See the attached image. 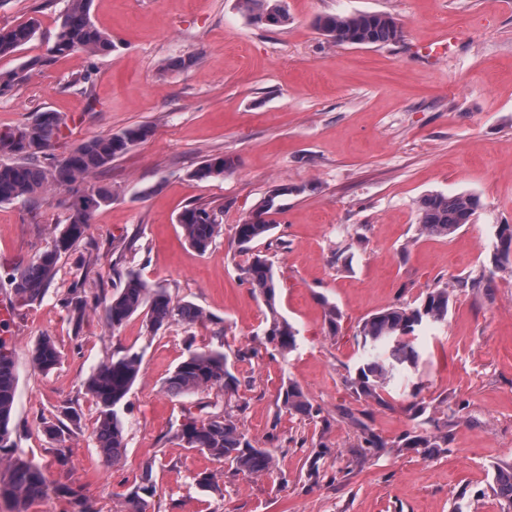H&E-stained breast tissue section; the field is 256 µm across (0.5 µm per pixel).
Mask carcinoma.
Instances as JSON below:
<instances>
[{
    "label": "carcinoma",
    "instance_id": "obj_1",
    "mask_svg": "<svg viewBox=\"0 0 512 512\" xmlns=\"http://www.w3.org/2000/svg\"><path fill=\"white\" fill-rule=\"evenodd\" d=\"M238 3L242 12L257 24L277 28L288 22V13L280 0H238ZM317 26L336 45H381L400 36L395 19L379 13L325 15L318 19ZM35 34L32 22L0 28V56L16 52ZM112 48V37L90 18V0H67L48 54L81 51L98 56L111 53ZM25 78L24 67L0 70V95L13 91ZM61 126L57 113L39 112L29 123L0 130V203L20 202L33 208L52 190L71 193L67 224L52 246L0 277V287L10 290V303L17 310L44 297L62 255L78 245L95 214L112 203V187L95 181L97 173L152 134V128L146 124L131 126L120 133L83 140L67 155L57 158L51 150L61 136ZM233 165V159L216 156L202 162L189 176L194 180L217 178ZM298 192L300 189L286 184L276 187L248 218L234 227L239 252L247 255L245 264L240 266L243 281L270 313L265 329L266 343L282 356L296 348L297 330L277 311L278 285L273 262L261 252L253 251V245L267 238L273 230L267 215L276 207V199ZM477 207L478 200L472 196L428 195L418 204L419 232L423 236L448 237L470 222ZM179 224L185 239L199 252L206 251L223 231L219 212L203 204L186 207L179 216ZM500 241L502 249L495 256L497 263L512 256V225L502 226ZM112 271L118 276L119 287L111 297H98L94 302V308L102 309L106 328L118 330L139 314L144 315L155 333L174 323L196 324L209 320L202 309L190 302L173 300L167 289L150 285L137 272H123L116 264L112 265ZM449 303L448 287H436L417 303L389 305L365 319L355 336L362 356L355 375L346 376L345 385L359 399L385 403L382 394L390 382L398 376H409L420 363L421 352L415 343L417 332L445 322ZM61 304L73 308L79 320L87 310V301L78 296L75 289L61 299ZM9 332L10 322L0 320V499H10L15 512H27L29 506L52 490L75 512H98L81 486L72 482L50 485L43 469L12 440L18 376ZM31 362L42 372H49L59 364L60 352L52 338L45 337L34 346ZM141 372L142 358L138 353L117 351L100 363L84 382L86 392L97 407L93 433L99 453L107 463H118L126 453L121 409ZM240 386L229 357L212 349L188 353L164 381V390L172 396H191L213 389L224 392L222 404L217 401L198 403L199 409H210L204 419L186 410L177 434L186 447L224 462L235 475L267 474L273 471V455L268 449L250 442L235 415L242 409ZM418 395L419 392H414L413 401L405 408L415 425L390 444L362 419L346 413L359 432L357 448L361 456L376 455L388 446L423 454L448 451V422L457 418L459 405L448 401L446 416L437 417L427 412V405ZM279 398V411L290 416L314 419L320 415V409L292 382L281 386ZM490 489L503 500L505 509L512 508L511 464L494 468ZM155 492L153 468L148 466L139 476V482L125 495L124 512H149L150 499Z\"/></svg>",
    "mask_w": 512,
    "mask_h": 512
}]
</instances>
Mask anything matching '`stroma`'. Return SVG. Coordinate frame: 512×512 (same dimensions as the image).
<instances>
[{"instance_id": "obj_1", "label": "stroma", "mask_w": 512, "mask_h": 512, "mask_svg": "<svg viewBox=\"0 0 512 512\" xmlns=\"http://www.w3.org/2000/svg\"><path fill=\"white\" fill-rule=\"evenodd\" d=\"M287 25L269 28L237 0H92L94 24L114 50L47 53L66 0H0V28L37 20L39 29L0 69L28 65L27 80L0 96V129L58 113L63 134L53 153L137 124L153 133L98 176L111 185L79 244L60 260L43 299L10 327L18 388L13 425L19 448L50 481L80 485L98 512H123V496L153 465L156 512H502L490 490L493 467L512 464V260L495 263L497 233L512 225V0H282ZM383 13L401 35L386 45H335L315 26L325 15ZM192 58L180 69L172 62ZM93 72L91 86L80 78ZM224 155V177L190 179L203 160ZM301 187L280 198L271 235L257 250L274 263L277 310L298 331L288 355L262 351L239 361L243 432L270 449L272 474L235 475L177 437L186 408L202 393L167 394L163 381L189 349L227 355L259 347L269 312L241 280L245 257L234 226L275 186ZM478 199L471 222L448 237L419 235L426 195ZM70 195L50 194L37 209L0 203V269L51 247L67 223ZM222 210L223 232L206 252L186 241L178 216L189 204ZM202 308L205 325L151 332L142 317L109 331L100 313L84 318L60 299L71 289L112 295L113 263ZM493 271L490 285L480 283ZM451 290L448 318L420 335L422 358L394 382L385 404L356 400L344 379L360 352L362 322L428 289ZM340 311L330 334L326 304ZM51 337L61 352L50 372L33 369L31 351ZM142 357V375L123 412L128 448L103 461L93 436L95 406L84 382L113 352ZM298 385L322 409L308 419L279 412L282 384ZM445 411L464 408L449 426V453L411 449L355 457L357 430L345 410L366 412L385 441L413 427L412 391ZM79 425L64 431L71 457L60 470L40 418ZM324 474L307 475L316 447ZM208 470L218 485L201 492L192 477Z\"/></svg>"}]
</instances>
